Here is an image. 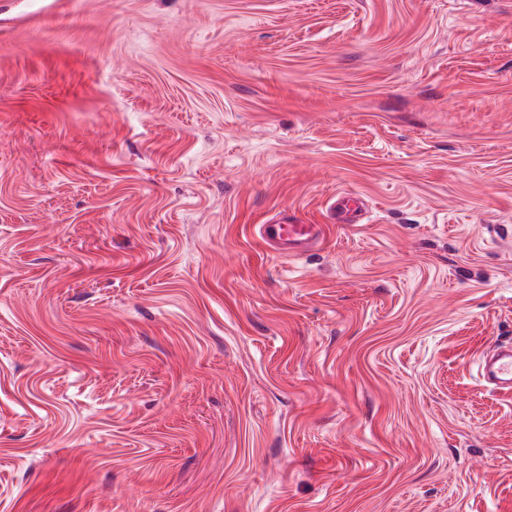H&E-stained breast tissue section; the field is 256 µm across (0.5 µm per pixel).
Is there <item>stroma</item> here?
<instances>
[{
    "label": "stroma",
    "instance_id": "35a3bbf8",
    "mask_svg": "<svg viewBox=\"0 0 512 512\" xmlns=\"http://www.w3.org/2000/svg\"><path fill=\"white\" fill-rule=\"evenodd\" d=\"M502 341L512 0H0V512H512ZM368 201L357 193L336 192L327 201L326 218L329 224H363ZM259 234L268 248L288 258H300L321 248L324 224H304L296 214L284 209L259 225ZM482 380L496 390H512V342L495 346L478 364Z\"/></svg>",
    "mask_w": 512,
    "mask_h": 512
}]
</instances>
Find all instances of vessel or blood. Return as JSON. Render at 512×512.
Segmentation results:
<instances>
[{
  "label": "vessel or blood",
  "instance_id": "obj_1",
  "mask_svg": "<svg viewBox=\"0 0 512 512\" xmlns=\"http://www.w3.org/2000/svg\"><path fill=\"white\" fill-rule=\"evenodd\" d=\"M368 210L366 198L357 193L337 192L326 207V224L362 223ZM326 224H307L289 209L260 225L259 234L268 248L281 256L299 258L321 248ZM482 380L494 389L512 390V342L495 346L478 364Z\"/></svg>",
  "mask_w": 512,
  "mask_h": 512
}]
</instances>
